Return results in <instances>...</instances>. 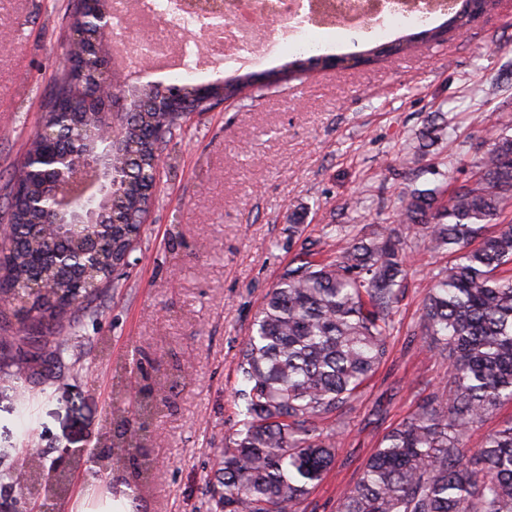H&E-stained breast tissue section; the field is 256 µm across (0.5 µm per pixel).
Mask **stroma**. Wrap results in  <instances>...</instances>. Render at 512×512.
I'll list each match as a JSON object with an SVG mask.
<instances>
[{
  "mask_svg": "<svg viewBox=\"0 0 512 512\" xmlns=\"http://www.w3.org/2000/svg\"><path fill=\"white\" fill-rule=\"evenodd\" d=\"M71 0H0V212L27 143L42 124L54 79L68 61ZM444 113L447 136L419 151L420 134ZM512 114V0L439 44L348 70L315 72L187 116L161 145L163 165L141 240L102 297L65 368L19 389L0 351V467L20 462L22 393H37L34 447L68 473L60 512L98 496L134 495L133 512H204L226 438L237 429L236 363L263 297L304 240L327 225L391 217L409 186L471 176L474 162ZM366 206L352 208L354 198ZM299 212L301 223L290 220ZM441 254L417 249L393 354L336 423V462L305 512H337L383 436L419 398L448 384V361L421 335L428 272ZM142 354L140 372L123 369ZM173 385L150 429V487L134 492L126 469L92 480L71 451L99 448L116 388Z\"/></svg>",
  "mask_w": 512,
  "mask_h": 512,
  "instance_id": "stroma-1",
  "label": "stroma"
}]
</instances>
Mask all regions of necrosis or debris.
<instances>
[{
  "instance_id": "obj_1",
  "label": "necrosis or debris",
  "mask_w": 512,
  "mask_h": 512,
  "mask_svg": "<svg viewBox=\"0 0 512 512\" xmlns=\"http://www.w3.org/2000/svg\"><path fill=\"white\" fill-rule=\"evenodd\" d=\"M157 0H112V8L151 32L147 41H128L115 49L113 63L122 67L149 47L151 63L178 71L180 58L190 59L187 73L199 75L227 65L239 67L316 42L319 33L354 24L376 35L393 24L429 21L448 8V0H221L223 27L208 32L199 15L162 11ZM200 33L187 43L186 32Z\"/></svg>"
}]
</instances>
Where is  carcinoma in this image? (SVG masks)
<instances>
[{"instance_id": "carcinoma-1", "label": "carcinoma", "mask_w": 512, "mask_h": 512, "mask_svg": "<svg viewBox=\"0 0 512 512\" xmlns=\"http://www.w3.org/2000/svg\"><path fill=\"white\" fill-rule=\"evenodd\" d=\"M497 0H460L440 25L424 28L390 46L363 54L381 57L414 47L415 40L440 42L461 30L475 9L488 12ZM70 59L87 44L109 41L92 23L110 0L72 3ZM361 54V55H363ZM361 55H302L279 69L276 79H300L329 62ZM92 84L75 83L66 72L55 79L43 125L49 139L29 143L17 181L21 194L6 214L8 235L0 238V317L23 315L21 336H3L1 346L20 353L48 348L47 360L63 363L80 338L84 319L98 314L93 303L119 287L112 270L124 265L141 234L138 218L149 203L143 188L156 185L160 145L182 127L186 112L161 102L145 113L143 101L161 90L141 86L127 104L130 119L112 154V198L100 223H74L48 204L61 188L38 163L50 149L66 150L87 128L109 126L111 118L92 88L109 77L106 58L89 61ZM254 75L235 73L207 85L176 78L189 99L187 112H206L212 101L246 96ZM450 189L411 190L393 213L392 228L371 224L354 233L343 226L326 233L334 256L316 259L304 243L265 297L241 348L239 429L224 446L210 491L209 512H299L336 458V415L356 400L364 382L391 353L399 303L405 294L409 238L450 260L430 270L421 333L449 358L450 393L435 390L383 437L354 488L341 493L338 512H512V422L488 434L477 450L470 431L500 406L512 402V137L496 139L472 175ZM58 224L55 236L42 225ZM112 398V420L133 413L149 420L157 402ZM25 458L33 478L44 463L24 433Z\"/></svg>"}]
</instances>
